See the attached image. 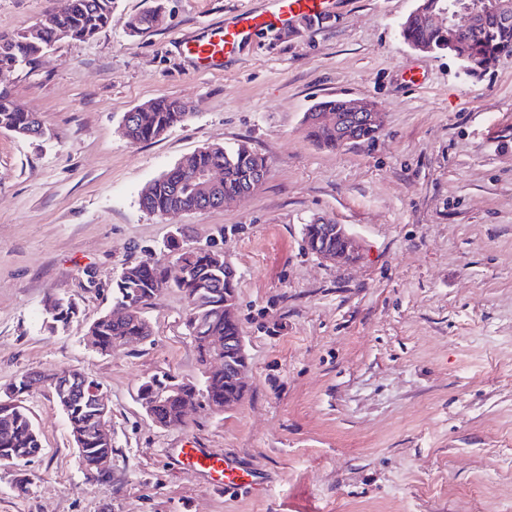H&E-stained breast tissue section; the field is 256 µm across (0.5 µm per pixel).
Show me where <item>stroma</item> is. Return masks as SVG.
<instances>
[{
  "label": "stroma",
  "instance_id": "1",
  "mask_svg": "<svg viewBox=\"0 0 512 512\" xmlns=\"http://www.w3.org/2000/svg\"><path fill=\"white\" fill-rule=\"evenodd\" d=\"M264 0H114L95 37L62 39L0 89L47 134L0 129V391L26 371L68 367L103 388L112 477L88 478L50 389L24 395L42 452L0 462V512H512V59L471 76L413 50L399 24L417 0H339L198 74L179 44ZM164 22L132 35V15ZM50 0H0V34L44 18ZM418 72L416 82L404 80ZM176 98L188 120L159 139L122 136L125 112ZM326 98L373 101V140L329 151L304 114ZM266 161L258 190L217 209L142 210L141 188L211 144ZM345 225L348 263L322 262L306 224ZM184 246L222 248L236 270L248 368L244 397L196 405L159 427L141 381L202 367L186 301L146 308L152 336L99 353L88 329L112 309L130 263ZM51 296L78 317L43 324ZM196 443L242 456L266 490L215 492L175 465Z\"/></svg>",
  "mask_w": 512,
  "mask_h": 512
}]
</instances>
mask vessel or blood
I'll list each match as a JSON object with an SVG mask.
<instances>
[{
    "label": "vessel or blood",
    "mask_w": 512,
    "mask_h": 512,
    "mask_svg": "<svg viewBox=\"0 0 512 512\" xmlns=\"http://www.w3.org/2000/svg\"><path fill=\"white\" fill-rule=\"evenodd\" d=\"M337 0H266L263 10L237 11L227 23L207 28L181 43L182 53L198 71L223 70L227 60L234 58L242 46L264 31L289 27L296 18L318 21L333 14ZM173 458L178 466L204 477L219 488L256 489L267 478L240 457L217 453L208 448L192 446L177 448Z\"/></svg>",
    "instance_id": "1"
}]
</instances>
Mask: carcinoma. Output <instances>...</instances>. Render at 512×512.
<instances>
[{
	"instance_id": "cac0c4a2",
	"label": "carcinoma",
	"mask_w": 512,
	"mask_h": 512,
	"mask_svg": "<svg viewBox=\"0 0 512 512\" xmlns=\"http://www.w3.org/2000/svg\"><path fill=\"white\" fill-rule=\"evenodd\" d=\"M508 3L509 17L497 10H482L481 22L466 37L470 56L478 59L481 74L505 59H512V0ZM113 0H72L68 15L53 18L44 23L42 37L36 41L27 39L26 32L14 35L0 34V68H16L22 62L32 63L40 56V49L56 41L69 38L86 40L105 29L112 19ZM444 0H421L400 25V35L412 47L423 46L430 53L455 52L448 45L447 35L424 25L419 10H437ZM345 99H327L317 103L312 112L306 113L304 123L307 136L318 146L327 150L344 148L341 130L336 126L315 121L311 113L336 112L345 114ZM189 113L176 99L151 100L137 112L124 114L126 137L134 143L147 142L158 138L176 125L184 122ZM0 129L16 134L26 131L31 137H43L46 131L37 117L30 112L19 110L8 93L0 92ZM191 164L201 169L220 168L224 181L209 195L206 203L197 199V191L186 167L180 164L147 185L139 195L140 207L149 213H164L172 207L195 206L196 210L215 208V202L237 194L250 187L260 173L266 171L265 159L245 145L226 148L220 144L206 146L191 157ZM304 237L308 249L315 253L322 249L336 250L341 241L336 232L327 231L324 226L313 222L305 225ZM168 250L181 251L185 277L172 284L183 294L188 311L185 325L198 352L199 361L205 362L210 356L207 340L211 336H237L240 330L235 323L224 322V291L236 288L237 279L233 273H224V252L210 246L185 248L174 240ZM165 267L158 261H141L126 265L112 282V299L125 302L130 299L148 307L158 298L155 284L163 276ZM46 309L55 312L49 327L53 333L71 322L76 309L71 300L58 298L47 304ZM89 334L98 337V351L109 352L115 341L126 336H152L149 322L140 315L118 322L109 314L98 318L90 327ZM47 386L54 391L57 404L62 406L74 443L81 444L79 457L88 469L96 459L114 452L112 444L100 443L95 435L96 410L82 392L85 382L95 383L87 374L79 373V379L69 386H62L56 373L43 375ZM198 392L207 393L211 399H224V375L213 376L201 382ZM157 415L171 427H181L184 421L180 410L173 403L163 404ZM42 450L41 440L28 410L20 406L9 411L0 409V461L13 463L28 462Z\"/></svg>"
}]
</instances>
